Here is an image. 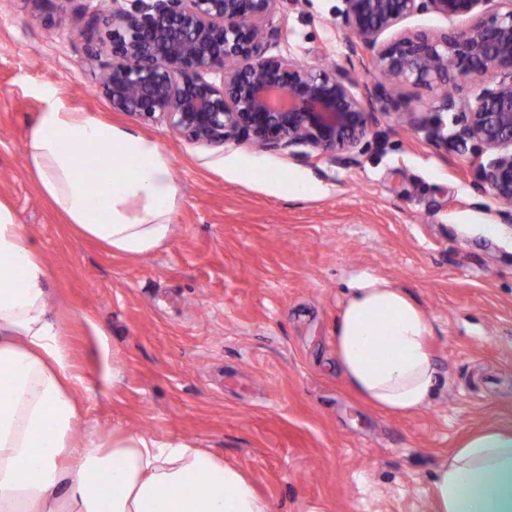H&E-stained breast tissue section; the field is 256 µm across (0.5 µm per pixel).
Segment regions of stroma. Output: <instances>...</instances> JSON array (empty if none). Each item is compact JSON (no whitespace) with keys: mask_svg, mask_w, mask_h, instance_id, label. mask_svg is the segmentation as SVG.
I'll return each instance as SVG.
<instances>
[{"mask_svg":"<svg viewBox=\"0 0 512 512\" xmlns=\"http://www.w3.org/2000/svg\"><path fill=\"white\" fill-rule=\"evenodd\" d=\"M339 0H299L270 54L380 79L351 54ZM130 0H0V203L49 270V305L84 381L80 436L182 439L249 474L273 512H435L434 470L459 438L512 424V235L453 150L375 113L340 163L231 140L192 143L113 111L91 44ZM53 90L77 112L133 128L170 156L181 201L172 239L146 257L71 231L25 159ZM299 174V200L277 186ZM373 275L425 312L440 383L432 405L394 416L364 405L336 368L345 286ZM111 356L102 358L101 344Z\"/></svg>","mask_w":512,"mask_h":512,"instance_id":"35a3bbf8","label":"stroma"}]
</instances>
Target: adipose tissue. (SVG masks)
I'll list each match as a JSON object with an SVG mask.
<instances>
[{"mask_svg": "<svg viewBox=\"0 0 512 512\" xmlns=\"http://www.w3.org/2000/svg\"><path fill=\"white\" fill-rule=\"evenodd\" d=\"M25 143L44 193L79 235L146 257L174 234L180 187L169 155L129 127L45 92ZM48 271L0 204V512H271L250 477L206 448L127 431L77 434L85 408L48 302ZM422 308L385 279L346 285L336 366L365 404L428 408L438 368ZM436 512H512V426L462 439L433 481Z\"/></svg>", "mask_w": 512, "mask_h": 512, "instance_id": "1", "label": "adipose tissue"}]
</instances>
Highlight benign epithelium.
<instances>
[{
    "instance_id": "benign-epithelium-1",
    "label": "benign epithelium",
    "mask_w": 512,
    "mask_h": 512,
    "mask_svg": "<svg viewBox=\"0 0 512 512\" xmlns=\"http://www.w3.org/2000/svg\"><path fill=\"white\" fill-rule=\"evenodd\" d=\"M288 1L296 2L131 0V10L112 12L107 40L92 51L109 58L100 93L116 111L212 148L246 140L340 154L365 139L372 113L395 109L430 139L478 146L480 186L512 207V0L504 13L487 10L493 0H341L350 48L371 51L386 78L359 94L344 76L268 54ZM428 10L469 25L451 34L398 29ZM459 77L480 78L479 92L461 97ZM406 87L437 90L439 109L455 113L452 133L412 108Z\"/></svg>"
}]
</instances>
